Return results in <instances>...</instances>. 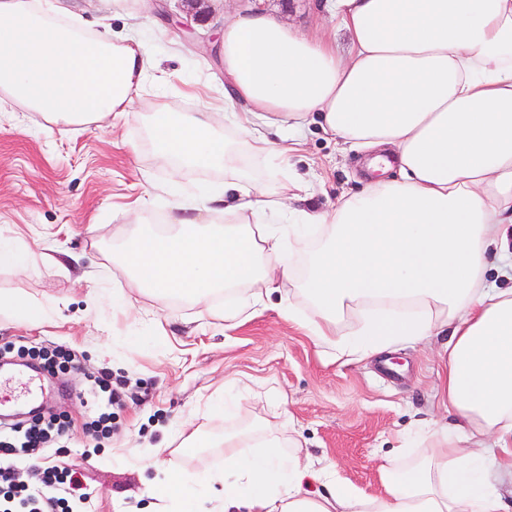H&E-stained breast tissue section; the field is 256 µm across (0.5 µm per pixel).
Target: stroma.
Wrapping results in <instances>:
<instances>
[{
    "label": "stroma",
    "instance_id": "obj_1",
    "mask_svg": "<svg viewBox=\"0 0 512 512\" xmlns=\"http://www.w3.org/2000/svg\"><path fill=\"white\" fill-rule=\"evenodd\" d=\"M90 26L132 33L162 60V70L135 103L136 118L110 116L81 126L49 127L37 112L0 98V233L18 234L33 251L26 271L0 268V292L51 300V321L30 327L0 316V346L62 344L79 368L41 373L37 400L45 414H66L67 453L59 468L81 467L93 512H154L151 480L174 467L198 476L223 466L220 448H186L178 425L221 433L229 421L210 405L227 390L243 391L238 421L290 417L317 466L334 467L367 494L380 489L378 469L397 440L422 421L445 419L439 406L440 342L403 344L383 355L347 361L326 357L307 330L269 307L242 325L225 326L201 306L175 300L160 306L140 293L113 263L134 223L161 219L173 208L193 214L196 200L176 201L164 188L171 175L197 189L223 180L220 168L173 171L158 159L145 116L205 111L224 93L220 31L240 0H73ZM288 25L309 36L333 37L349 56V36L318 13L311 0H265ZM203 16L185 28L187 10ZM198 82L200 98L181 93ZM301 152L289 167L323 189L314 206L326 209L355 192L370 153L345 150L318 125L302 129ZM140 211L131 206L138 199ZM122 284L130 304L114 314L108 295ZM127 382L116 412L118 432L95 444L87 433V377L96 372Z\"/></svg>",
    "mask_w": 512,
    "mask_h": 512
}]
</instances>
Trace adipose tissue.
Returning a JSON list of instances; mask_svg holds the SVG:
<instances>
[{"label":"adipose tissue","mask_w":512,"mask_h":512,"mask_svg":"<svg viewBox=\"0 0 512 512\" xmlns=\"http://www.w3.org/2000/svg\"><path fill=\"white\" fill-rule=\"evenodd\" d=\"M320 8L350 56L259 5L225 21L223 97L149 118L161 159L223 168L224 181L173 230L134 225L115 260L144 295L212 307L229 327L275 302L338 358L446 335L449 419L400 439L374 495L314 467L286 421L225 431L223 469L194 489L165 472L159 494L181 512H508L488 465L512 473V265L491 268L487 255L512 228V0ZM155 68L141 39L88 29L63 0H0V95L26 111L65 124L126 116ZM219 113L234 136L216 131ZM310 118L342 146L390 157L397 177L370 178L327 210L286 208L282 196L312 195L288 173ZM2 314L37 327L53 308L0 293Z\"/></svg>","instance_id":"1"}]
</instances>
